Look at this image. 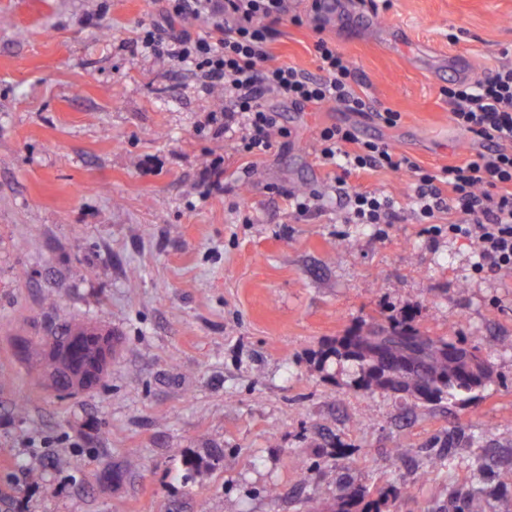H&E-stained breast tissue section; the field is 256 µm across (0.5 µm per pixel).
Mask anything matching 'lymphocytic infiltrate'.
Wrapping results in <instances>:
<instances>
[{
	"instance_id": "f902f5d3",
	"label": "lymphocytic infiltrate",
	"mask_w": 512,
	"mask_h": 512,
	"mask_svg": "<svg viewBox=\"0 0 512 512\" xmlns=\"http://www.w3.org/2000/svg\"><path fill=\"white\" fill-rule=\"evenodd\" d=\"M168 19L206 18L220 33L217 40L193 36L187 28L144 30L140 42L158 56L192 61L204 82L221 85L224 110L211 113L218 129L236 132L240 153L260 157L277 139L288 137L266 98L287 96L296 108L333 104L343 111L373 114L385 125L400 115L377 110L356 91V73L331 42L314 45L318 75L293 65L270 64L273 25L289 15V0H166ZM451 119L471 135L477 147L461 163L436 170L396 154L380 139L360 138L354 128L336 124L318 134V157L332 167L329 189L336 196L346 224H395L399 208L393 198L362 191L349 182L364 170L407 172L414 179L411 204L419 223L448 220V235L476 246L477 272H512V59L481 78L451 84L447 90Z\"/></svg>"
}]
</instances>
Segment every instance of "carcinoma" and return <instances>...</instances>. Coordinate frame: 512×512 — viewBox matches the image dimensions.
<instances>
[{
    "mask_svg": "<svg viewBox=\"0 0 512 512\" xmlns=\"http://www.w3.org/2000/svg\"><path fill=\"white\" fill-rule=\"evenodd\" d=\"M71 337L84 341L82 350L71 355L66 343ZM101 334L72 314L59 317L53 347L39 359L44 376L54 382L62 375L96 386L106 365L97 347ZM331 354L338 360L357 363V383L364 387L403 393L427 402L463 396L481 388L491 378L492 368L477 345H468L453 335L430 336L410 317L354 331L336 340ZM461 431L450 430L435 449V460L444 463L453 456ZM483 491L457 493L453 512H475ZM368 491L348 485L340 498L339 512H354Z\"/></svg>",
    "mask_w": 512,
    "mask_h": 512,
    "instance_id": "carcinoma-1",
    "label": "carcinoma"
}]
</instances>
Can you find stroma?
<instances>
[{
	"label": "stroma",
	"instance_id": "stroma-1",
	"mask_svg": "<svg viewBox=\"0 0 512 512\" xmlns=\"http://www.w3.org/2000/svg\"><path fill=\"white\" fill-rule=\"evenodd\" d=\"M166 7L0 0V512H336L347 483L381 512H448L455 491L490 482L507 493L480 512H512V275L475 273L468 241L427 232L409 174L350 179L398 201L396 224L339 223L332 197L306 215L292 201L326 183L313 143L334 124L427 169L466 160L474 140L442 91L512 49V0H338L317 23L294 0L306 22L277 25L273 63L317 74L327 39L357 91L400 120L271 95L289 135L258 159L209 124L221 89L141 52ZM48 294L119 339L102 382L74 396L15 352L51 327ZM407 313L479 345L491 380L427 403L359 387L356 364L329 357L347 331ZM451 429L466 439L433 467L429 447ZM485 448L500 459L490 475ZM110 467L120 481H104Z\"/></svg>",
	"mask_w": 512,
	"mask_h": 512
}]
</instances>
